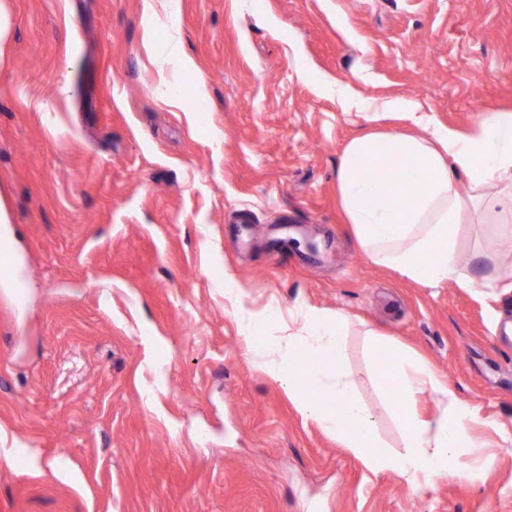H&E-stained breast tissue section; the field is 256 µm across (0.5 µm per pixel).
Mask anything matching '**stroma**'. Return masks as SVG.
<instances>
[{
    "mask_svg": "<svg viewBox=\"0 0 512 512\" xmlns=\"http://www.w3.org/2000/svg\"><path fill=\"white\" fill-rule=\"evenodd\" d=\"M0 7V512H512V294L428 288L360 252L336 168L367 123L323 89L469 131L512 108V0H166L195 64L178 107L156 93L176 63L143 0ZM494 220L460 249L485 272L512 268ZM228 269L254 307L352 317L344 362L391 446L364 329L445 375L483 419L482 480L413 491L304 420L253 367Z\"/></svg>",
    "mask_w": 512,
    "mask_h": 512,
    "instance_id": "1",
    "label": "stroma"
}]
</instances>
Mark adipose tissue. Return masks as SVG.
I'll return each mask as SVG.
<instances>
[{"mask_svg": "<svg viewBox=\"0 0 512 512\" xmlns=\"http://www.w3.org/2000/svg\"><path fill=\"white\" fill-rule=\"evenodd\" d=\"M325 88L366 121L394 112L414 127L410 133L364 132L343 150L339 203L359 250L427 286L452 281L485 297L512 287L507 274L494 270L477 277L458 258L462 228L480 209L500 213V234L512 237V109L486 110L473 130L462 133L410 101L368 102L339 81ZM224 296L251 342L253 366L371 473L392 472L421 489L448 473L476 480L491 465L473 437L481 421L478 408L396 340L364 332L382 393L402 428L401 446L394 449L381 440L377 418L357 398L344 365L349 317L308 304L284 315L271 304L251 309L230 270L224 273ZM425 394L437 403L435 417H424L418 408Z\"/></svg>", "mask_w": 512, "mask_h": 512, "instance_id": "1", "label": "adipose tissue"}]
</instances>
